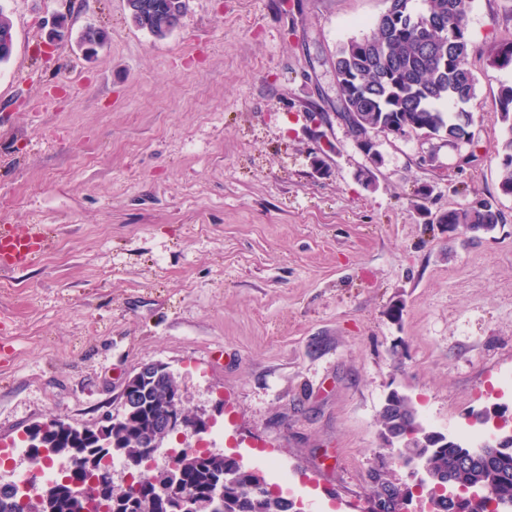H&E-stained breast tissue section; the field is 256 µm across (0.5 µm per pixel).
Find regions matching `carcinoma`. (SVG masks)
Listing matches in <instances>:
<instances>
[{
    "label": "carcinoma",
    "instance_id": "obj_1",
    "mask_svg": "<svg viewBox=\"0 0 512 512\" xmlns=\"http://www.w3.org/2000/svg\"><path fill=\"white\" fill-rule=\"evenodd\" d=\"M145 6L130 15L132 22L153 30L158 23L185 13L188 0H142ZM387 11L373 31L341 44L331 61L341 102V118L354 134L372 128L394 134L407 129L424 137H444L451 144L472 141L473 115L467 105L475 97V78L467 67L471 44L465 18L473 0H425L428 9L418 11L414 0H389ZM80 41L95 46L108 41V33L86 27ZM498 110L506 137L495 145L499 159L500 191L512 197V86L501 87ZM502 221L492 206L451 209L442 224H460L470 231H489ZM139 396L112 426L103 445L92 430L52 431L45 435L46 451L32 455V464L51 463L56 458L83 456L43 486L35 497L0 495V512H80L82 498L75 482L88 483L108 468L105 458L119 452L141 464L133 483L125 487L108 484L103 492L105 512H166L164 495L154 484L156 472L142 465L151 443H164L172 432L160 428L171 414L174 402L189 414L173 375L144 381ZM381 438L391 446L413 434L423 444L422 453L432 476L420 486V495L430 502V512H512V443L483 442L473 448L417 422L411 400L392 392L385 400L380 420ZM252 472L229 455L192 453L166 482L178 492L204 495L217 482H224L222 512H300L289 498L270 491L255 496L248 490ZM413 495L412 486L385 482L375 499L382 512H397L394 497Z\"/></svg>",
    "mask_w": 512,
    "mask_h": 512
}]
</instances>
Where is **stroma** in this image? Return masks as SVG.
<instances>
[{"label": "stroma", "mask_w": 512, "mask_h": 512, "mask_svg": "<svg viewBox=\"0 0 512 512\" xmlns=\"http://www.w3.org/2000/svg\"><path fill=\"white\" fill-rule=\"evenodd\" d=\"M0 225L42 224L0 270V441L95 424L159 362L206 440L310 512H369L407 470L381 440L396 391L424 427L512 434V197L495 100L512 0H473L476 151L337 115L330 59L388 0H189L155 38L125 0H0ZM69 38L49 53L43 24ZM105 29L87 54L78 36ZM372 169L374 180L360 174ZM492 204L502 223H439Z\"/></svg>", "instance_id": "1"}]
</instances>
